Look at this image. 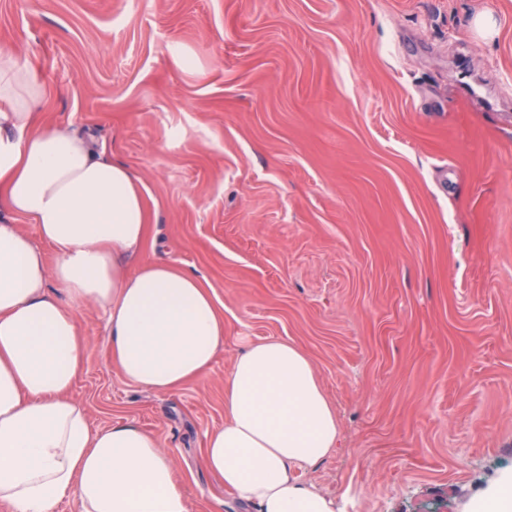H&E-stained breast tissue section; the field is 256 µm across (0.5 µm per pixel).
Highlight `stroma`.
I'll list each match as a JSON object with an SVG mask.
<instances>
[{
	"label": "stroma",
	"mask_w": 512,
	"mask_h": 512,
	"mask_svg": "<svg viewBox=\"0 0 512 512\" xmlns=\"http://www.w3.org/2000/svg\"><path fill=\"white\" fill-rule=\"evenodd\" d=\"M1 51L37 67L45 121L141 179L142 259L224 312L172 393L125 381L105 314L78 313L73 399L153 433L192 512H255L202 454L270 337L336 410L338 448L297 472L336 512H462L512 474V0H0Z\"/></svg>",
	"instance_id": "stroma-1"
}]
</instances>
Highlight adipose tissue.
Segmentation results:
<instances>
[{"label": "adipose tissue", "instance_id": "obj_1", "mask_svg": "<svg viewBox=\"0 0 512 512\" xmlns=\"http://www.w3.org/2000/svg\"><path fill=\"white\" fill-rule=\"evenodd\" d=\"M44 96L34 71L1 52L0 502L12 512H53L66 497L79 512H191L152 433L92 428L72 398L86 348L77 314L104 311L113 369L165 393L210 371L224 313L194 273L141 259L150 213L140 180L80 132L42 120ZM224 413L203 466L226 489L257 512H336L296 475L340 437L302 349L248 344L224 381Z\"/></svg>", "mask_w": 512, "mask_h": 512}]
</instances>
